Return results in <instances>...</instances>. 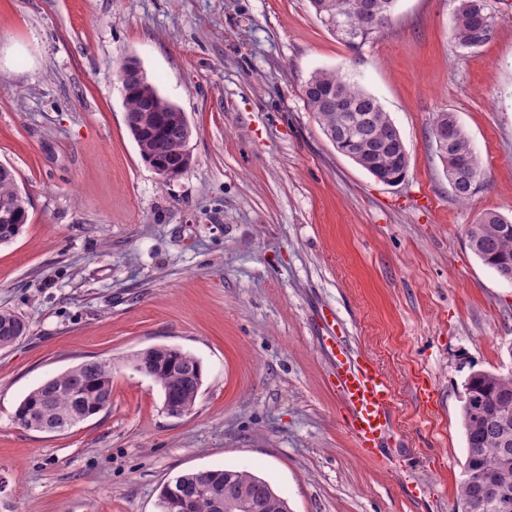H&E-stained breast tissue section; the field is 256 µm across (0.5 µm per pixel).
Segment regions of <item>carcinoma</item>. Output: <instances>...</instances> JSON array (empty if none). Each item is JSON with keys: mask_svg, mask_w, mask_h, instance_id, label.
Instances as JSON below:
<instances>
[{"mask_svg": "<svg viewBox=\"0 0 512 512\" xmlns=\"http://www.w3.org/2000/svg\"><path fill=\"white\" fill-rule=\"evenodd\" d=\"M397 0H310L325 26L347 47L357 50L378 37L391 20ZM495 31L494 16L488 0H456L451 39L460 49H477L487 44ZM305 101L316 115L324 135L341 126V113L327 99L340 97L348 103L349 134L360 138L370 150V160L393 177L406 178L410 159L399 155L396 126L379 100L346 75L334 70H317L306 81ZM155 98L156 110L150 113L145 137L132 135L142 159L164 166L172 177L178 176L182 151L192 135L190 126L178 123L174 105L163 98L155 85L144 80L125 96L126 111L139 114L145 103ZM448 123V154L441 163L448 178H456L450 191L456 201L465 203L481 185V168L470 139L457 116L441 113ZM15 172L0 165V244L11 242L28 220V201ZM512 225L500 214L487 211L469 225L470 249L485 265L499 274L502 265L512 263V232L501 226ZM28 325L8 309H0V347L7 348L27 333ZM135 359L150 370L149 377L160 386L164 400H176L195 406L202 381V366L191 353L169 346L139 352ZM471 397H462V424L467 456L473 472L457 488L461 512H506L486 506L484 481L491 479L512 490V432L503 435L492 422L493 413L504 404H512V373L472 372L464 385ZM112 404V363L106 360L82 362L51 377L30 391L19 403L14 418L24 428L37 422L48 433L63 434L78 423L107 409ZM181 486L191 493L186 512H220L219 501L207 488L231 487L236 507L233 512H289L288 501L266 480L234 468L184 472L165 483L160 491L161 512H177L179 499L171 489Z\"/></svg>", "mask_w": 512, "mask_h": 512, "instance_id": "cac0c4a2", "label": "carcinoma"}]
</instances>
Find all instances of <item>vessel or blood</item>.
<instances>
[{
  "mask_svg": "<svg viewBox=\"0 0 512 512\" xmlns=\"http://www.w3.org/2000/svg\"><path fill=\"white\" fill-rule=\"evenodd\" d=\"M325 349L335 367L332 386L348 411L350 430L363 450L375 453L389 429L391 383L374 365L351 357L341 337H331Z\"/></svg>",
  "mask_w": 512,
  "mask_h": 512,
  "instance_id": "b4317fda",
  "label": "vessel or blood"
}]
</instances>
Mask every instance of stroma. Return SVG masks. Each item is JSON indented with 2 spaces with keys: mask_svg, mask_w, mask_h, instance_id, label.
<instances>
[{
  "mask_svg": "<svg viewBox=\"0 0 512 512\" xmlns=\"http://www.w3.org/2000/svg\"><path fill=\"white\" fill-rule=\"evenodd\" d=\"M489 4L483 47L451 43L454 0H398L352 51L309 0H0V164L30 200L0 245V309L28 323L0 348V512H160L164 483L224 467L290 512H457L464 381L512 371V283L467 239L483 212L512 219V0ZM131 57L192 128L174 179L127 128ZM317 69L377 97L409 154L403 183L323 134L303 95ZM443 111L481 165L464 204L431 139ZM328 315L392 383L379 455L330 387ZM160 345L202 365L189 415L132 368ZM87 360L112 363L110 408L61 435L15 422Z\"/></svg>",
  "mask_w": 512,
  "mask_h": 512,
  "instance_id": "stroma-1",
  "label": "stroma"
}]
</instances>
